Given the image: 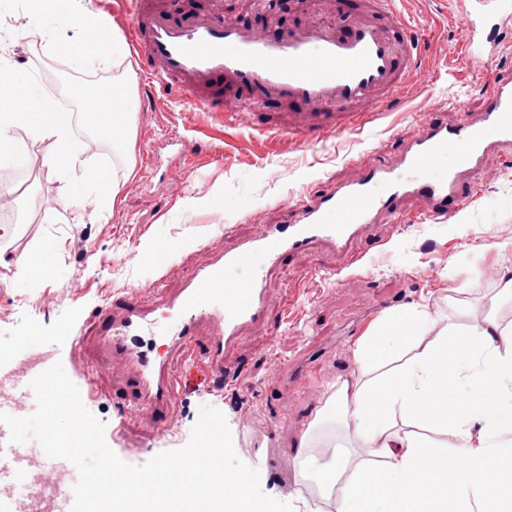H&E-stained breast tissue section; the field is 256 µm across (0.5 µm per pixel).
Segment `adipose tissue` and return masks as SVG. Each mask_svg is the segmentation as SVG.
<instances>
[{
    "label": "adipose tissue",
    "instance_id": "ef3b65f1",
    "mask_svg": "<svg viewBox=\"0 0 512 512\" xmlns=\"http://www.w3.org/2000/svg\"><path fill=\"white\" fill-rule=\"evenodd\" d=\"M63 3V12L44 25L23 26V37L81 71L128 56L120 33L89 41L101 21L83 9L82 0ZM54 25L76 28L88 46L52 34ZM1 89L11 93L15 114L0 115V147L8 143L12 124L21 123L33 140L57 144L43 164L61 182H71L86 144L75 138L69 114L56 111L36 91L30 74L0 59ZM71 93L83 107L90 133L111 141L114 154L125 156L126 140L112 138L110 129L124 126L136 109L127 78L113 76L105 90L79 84ZM434 321V313L421 305L382 317L354 350L366 377L340 382L330 395L327 405L335 409L343 437L327 460L304 453L300 466L322 498L341 491L338 512H512V448L494 441L512 432V332L488 315L443 331L402 365L385 369L388 359ZM423 427L452 430L458 443L452 451L438 452L419 440Z\"/></svg>",
    "mask_w": 512,
    "mask_h": 512
}]
</instances>
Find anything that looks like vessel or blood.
Wrapping results in <instances>:
<instances>
[{
	"label": "vessel or blood",
	"mask_w": 512,
	"mask_h": 512,
	"mask_svg": "<svg viewBox=\"0 0 512 512\" xmlns=\"http://www.w3.org/2000/svg\"><path fill=\"white\" fill-rule=\"evenodd\" d=\"M394 2L336 0L346 27L323 19L282 36L228 23L211 11L176 17L153 0H122L115 19L143 62V80L153 88L177 90L194 104L195 127L208 126L217 115L240 116L258 132L287 135L307 146L313 134H340L363 125L411 84L414 40L401 36ZM511 18L512 0H479L464 19L468 36L458 63L484 55L486 30ZM270 98L291 104V111L260 119L257 109ZM495 148L512 149L508 75L494 79L478 117L453 125L422 122L395 161L366 152L354 162L353 180L333 191L298 196L293 223L264 224L254 235L217 245V259L193 269L167 303L166 317H159L154 301L144 295L114 299L96 338L100 360L92 365L93 377L81 387V397L96 389V373L120 362L127 408L163 432L179 396L174 358L222 375L243 329L267 320L270 268L321 247L356 256L363 242L376 237V218L385 213L393 222L403 221L408 202L420 218L448 216L474 192L468 176ZM155 342L163 344L164 354L152 355ZM31 380L23 375L18 391L0 399V413L35 405ZM9 435L8 428L0 429V487L43 470L54 478L57 492L38 512H71L77 468L44 451L16 447Z\"/></svg>",
	"instance_id": "vessel-or-blood-1"
}]
</instances>
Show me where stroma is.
Instances as JSON below:
<instances>
[{
    "label": "stroma",
    "mask_w": 512,
    "mask_h": 512,
    "mask_svg": "<svg viewBox=\"0 0 512 512\" xmlns=\"http://www.w3.org/2000/svg\"><path fill=\"white\" fill-rule=\"evenodd\" d=\"M273 9L236 6L226 19L244 26L285 31L309 20L295 0H274ZM475 0H396L398 20L414 26L418 72L403 98L378 109L363 129L317 139L302 147L285 136L271 138L245 125L224 130V154L183 174L181 156L169 137L199 139L187 125L189 104L170 89L139 84L138 62L128 56L138 98L128 133L130 162L112 152L86 153L87 162L121 189L101 201L100 214L85 206L79 183L60 182L42 164L51 141L32 143L22 126L11 130V155L29 160L26 180L17 191L20 204L8 222L15 239H0L7 261L0 265V340L32 328L48 351L78 385L95 358L93 338L112 294L156 281L169 293L182 288L192 267L210 261L215 240L224 232L244 237L263 224H287L296 213L289 199L308 187L329 190L353 178L351 158L380 149L395 158L401 141L419 121L434 117L456 123L464 113L482 111L497 74H512V21L489 57L468 66L456 63L467 38L463 20ZM39 0H0V31L8 40L0 54L22 66L38 55L39 91L59 99L70 82L112 81V70L73 73L61 58L30 46L19 29L33 18ZM473 197L446 220L396 224L379 219L377 237L365 257L346 265L342 255L319 251L276 267L267 277L269 324L250 329L227 363L223 384L210 372L183 360L174 365L181 392L165 436L149 432L140 415L124 410L119 396L125 373L113 365L101 374L98 393L86 407L105 425L113 451L140 465L156 454L183 447L201 406L221 410L239 458L258 470L264 493L290 502L294 512H336L337 501L322 499L299 470L297 452L312 435V454L329 455L335 421L317 417L337 381L361 376L355 343L381 317L417 304H429L439 320L423 329L430 342L445 326L479 321L496 303L501 328L512 329V300L501 297L499 273L512 266V151L489 153L471 173ZM72 199L63 210L62 196ZM28 257L24 282H16L11 260ZM70 318L84 336L82 347L62 325Z\"/></svg>",
    "instance_id": "1"
}]
</instances>
